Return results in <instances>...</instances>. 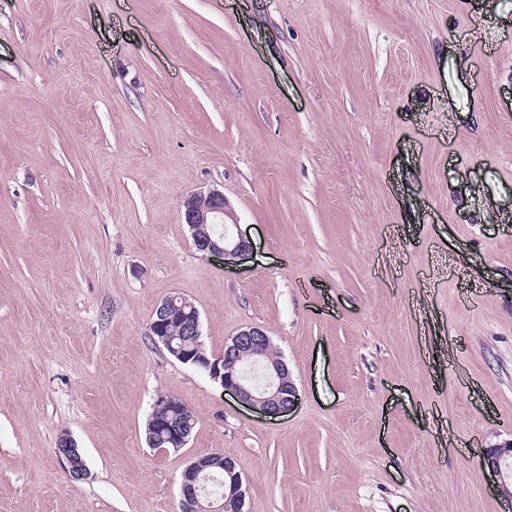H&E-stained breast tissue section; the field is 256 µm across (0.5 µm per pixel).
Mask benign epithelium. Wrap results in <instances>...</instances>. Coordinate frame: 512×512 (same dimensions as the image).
Segmentation results:
<instances>
[{
  "mask_svg": "<svg viewBox=\"0 0 512 512\" xmlns=\"http://www.w3.org/2000/svg\"><path fill=\"white\" fill-rule=\"evenodd\" d=\"M183 221L191 231L195 248L203 253L222 256L233 260L250 250V242L242 235H234L230 225L237 224L232 207L224 194L212 190L188 196L183 204ZM172 320V309L168 301H162L154 311L150 335L168 344L166 327ZM271 340L267 333L257 326L241 328L230 341L224 344V358H217L208 365L207 375L220 383L243 406L265 417H281L293 411L298 404V389L288 366L280 358L267 360ZM247 355L253 365L261 368L264 381L256 384L242 374L221 369L227 359ZM152 420L165 428L173 447H185L192 430L190 423L179 420L178 400L160 397L156 400ZM60 456L66 462L71 478L82 480L87 468L77 453L75 444L67 436L58 443ZM483 467L497 480L501 495L512 500V442H504L485 449ZM213 455L192 459L181 474L180 504L183 512H243L245 491L241 474L228 459L224 462V493L212 496L209 483L218 482L211 471Z\"/></svg>",
  "mask_w": 512,
  "mask_h": 512,
  "instance_id": "obj_1",
  "label": "benign epithelium"
}]
</instances>
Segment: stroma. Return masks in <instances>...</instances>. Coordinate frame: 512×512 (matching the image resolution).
<instances>
[{
    "label": "stroma",
    "mask_w": 512,
    "mask_h": 512,
    "mask_svg": "<svg viewBox=\"0 0 512 512\" xmlns=\"http://www.w3.org/2000/svg\"><path fill=\"white\" fill-rule=\"evenodd\" d=\"M0 0V512H179L196 456L245 512H512V0ZM224 193L253 245L182 219ZM178 294L210 357L258 326L269 419L149 337ZM195 415L151 447L157 396ZM70 435L88 469L70 478ZM183 207L184 224L191 231L193 244L199 252L234 260L250 250V242L240 234L235 236L229 229L230 224L237 226V218L224 193L212 190L191 194ZM213 224H224V237L220 240L213 239L207 231L209 225L215 226ZM482 464L496 478L500 494L512 500V442L486 448Z\"/></svg>",
    "instance_id": "35a3bbf8"
}]
</instances>
